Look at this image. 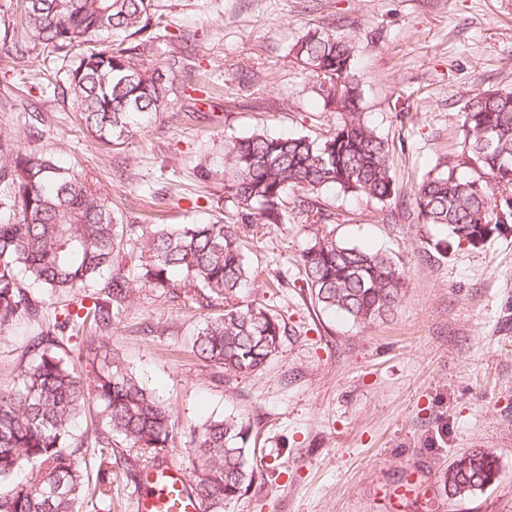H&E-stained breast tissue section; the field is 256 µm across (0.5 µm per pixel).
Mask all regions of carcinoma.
<instances>
[{
    "mask_svg": "<svg viewBox=\"0 0 512 512\" xmlns=\"http://www.w3.org/2000/svg\"><path fill=\"white\" fill-rule=\"evenodd\" d=\"M10 49L21 66L39 50L65 62L61 79L47 82L95 143L124 144L133 129L169 105L170 73L146 58L162 15L155 0H9ZM124 34L105 48L96 38ZM296 55L317 76L324 103L343 112L325 135L274 137L253 133L224 144L220 160L224 194L237 223L217 216L207 224L138 225L141 281L185 306L208 309L192 351L206 365L238 377L258 374L282 353L287 327L267 305L239 302L257 271L246 258L242 233L257 225L283 224L288 210L313 227L297 262L312 302L355 324L387 319L404 296L403 266L393 257L360 249L320 225L331 215L320 196L329 187L379 203L397 196L387 140L364 121L353 86L351 42L327 30L309 31ZM342 83L345 95L331 87ZM461 160L478 176L462 178L457 166L430 174L413 192L423 224L443 225L457 245L477 248L504 224H512V90L472 94L463 112ZM0 332L19 319L37 325L13 383L0 385V512H80L89 485L84 442L73 425L86 407L97 408L93 444L101 461L98 500L112 501V450L122 441L154 463L166 447L171 410L143 387L112 354L89 348L84 382L67 344L81 333H100L130 297L118 262L124 227L109 200L88 175L58 164L51 153H21L0 138ZM96 292L86 295L88 289ZM91 298L87 306L85 298ZM233 418L195 427L187 452L189 488L202 512H224L250 487L254 469L245 434ZM28 469L24 481L14 477ZM495 457L474 448L448 468L445 487L462 495L497 480Z\"/></svg>",
    "mask_w": 512,
    "mask_h": 512,
    "instance_id": "carcinoma-1",
    "label": "carcinoma"
}]
</instances>
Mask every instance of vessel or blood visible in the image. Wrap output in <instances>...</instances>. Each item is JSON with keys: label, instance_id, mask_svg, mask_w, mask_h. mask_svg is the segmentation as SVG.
<instances>
[{"label": "vessel or blood", "instance_id": "obj_1", "mask_svg": "<svg viewBox=\"0 0 512 512\" xmlns=\"http://www.w3.org/2000/svg\"><path fill=\"white\" fill-rule=\"evenodd\" d=\"M135 512H200L183 468L170 461L155 462L139 480Z\"/></svg>", "mask_w": 512, "mask_h": 512}]
</instances>
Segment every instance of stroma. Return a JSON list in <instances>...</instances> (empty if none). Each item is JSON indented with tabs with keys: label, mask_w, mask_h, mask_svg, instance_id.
<instances>
[{
	"label": "stroma",
	"mask_w": 512,
	"mask_h": 512,
	"mask_svg": "<svg viewBox=\"0 0 512 512\" xmlns=\"http://www.w3.org/2000/svg\"><path fill=\"white\" fill-rule=\"evenodd\" d=\"M166 23L148 56L176 55L172 107L106 151L68 101L12 70L0 40V134L92 175L124 224H204L223 194L225 140L255 132L317 137L342 116L293 51L309 29L350 40L360 110L392 149L399 188L380 204L332 188L321 201L344 241L399 258L405 295L387 320L358 325L315 306L296 263L303 218L244 240L260 272L243 300L266 302L288 333L257 375L214 380L191 351L205 319L138 280L97 342L172 410L161 459L192 465L191 428L209 418L250 424L255 479L225 512H512V224L484 245L442 248L445 228L419 223L410 192L461 152L460 116L475 87H512V0H157ZM41 113V133L31 113ZM31 326L0 335V384L11 383ZM474 448L499 479L461 497L444 476ZM136 453L112 464V512H133Z\"/></svg>",
	"instance_id": "stroma-1"
}]
</instances>
